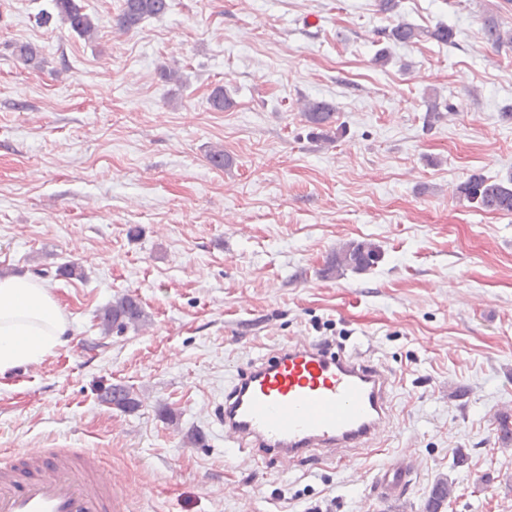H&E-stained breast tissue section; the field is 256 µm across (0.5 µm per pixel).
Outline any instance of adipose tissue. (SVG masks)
<instances>
[{
    "label": "adipose tissue",
    "instance_id": "obj_1",
    "mask_svg": "<svg viewBox=\"0 0 512 512\" xmlns=\"http://www.w3.org/2000/svg\"><path fill=\"white\" fill-rule=\"evenodd\" d=\"M66 330L57 299L39 279H0V378L52 354Z\"/></svg>",
    "mask_w": 512,
    "mask_h": 512
}]
</instances>
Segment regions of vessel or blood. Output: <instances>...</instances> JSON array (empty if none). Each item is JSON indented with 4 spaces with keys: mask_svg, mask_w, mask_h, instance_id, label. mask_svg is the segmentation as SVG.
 <instances>
[{
    "mask_svg": "<svg viewBox=\"0 0 512 512\" xmlns=\"http://www.w3.org/2000/svg\"><path fill=\"white\" fill-rule=\"evenodd\" d=\"M392 381L358 354L291 343L252 364L226 394L224 441L280 464L312 456L335 459L364 448L392 420ZM404 462L376 477L380 499L406 484ZM119 482L82 448H42L0 455V512H117Z\"/></svg>",
    "mask_w": 512,
    "mask_h": 512,
    "instance_id": "vessel-or-blood-1",
    "label": "vessel or blood"
}]
</instances>
